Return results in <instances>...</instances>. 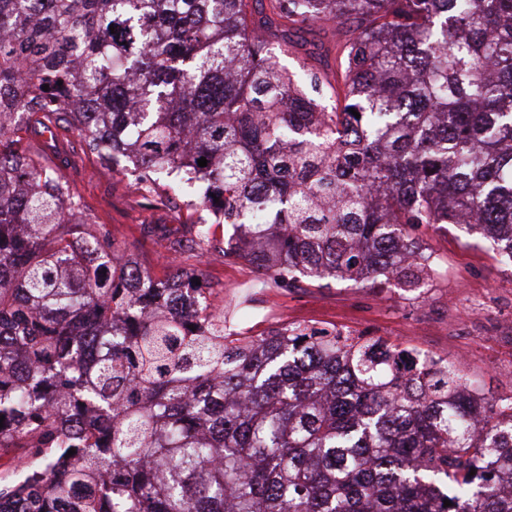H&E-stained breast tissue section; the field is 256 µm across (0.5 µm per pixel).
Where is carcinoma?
Listing matches in <instances>:
<instances>
[{
	"label": "carcinoma",
	"mask_w": 512,
	"mask_h": 512,
	"mask_svg": "<svg viewBox=\"0 0 512 512\" xmlns=\"http://www.w3.org/2000/svg\"><path fill=\"white\" fill-rule=\"evenodd\" d=\"M254 2L0 0V460L32 459L0 471V502L512 512V394L373 337L226 332L240 308L215 309L200 271L152 276L23 146L63 117L151 204L216 188L196 251L269 288H427L422 224H462L512 263V0ZM324 19L357 21L331 108L317 72L280 62Z\"/></svg>",
	"instance_id": "cac0c4a2"
}]
</instances>
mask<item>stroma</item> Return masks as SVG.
<instances>
[{
	"label": "stroma",
	"mask_w": 512,
	"mask_h": 512,
	"mask_svg": "<svg viewBox=\"0 0 512 512\" xmlns=\"http://www.w3.org/2000/svg\"><path fill=\"white\" fill-rule=\"evenodd\" d=\"M335 28L334 21L326 20L293 31L298 49L287 60L289 69L295 72L305 65L334 74ZM45 162L65 174L71 191L84 204L85 222L105 225L154 276H164L176 261L201 269L212 286L210 300L216 307L253 294V309L244 310L236 324L245 335L282 322L333 326L380 338L393 347H415L448 357L479 382L487 398L512 393V265L503 263L478 233L458 224L420 229V242L440 267L432 288L421 294L391 283L358 288L333 280L321 288L304 283L264 288L248 261L228 263L221 252L201 257L188 248L176 259L165 241L144 234L147 225L174 230L186 223L196 190L184 192L181 208H147L133 176L103 166L71 130L60 132Z\"/></svg>",
	"instance_id": "stroma-1"
}]
</instances>
